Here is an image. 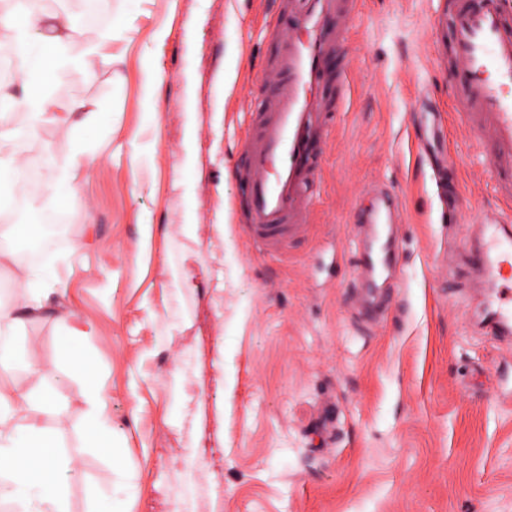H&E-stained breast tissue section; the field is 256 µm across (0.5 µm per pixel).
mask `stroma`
Wrapping results in <instances>:
<instances>
[{
  "label": "stroma",
  "mask_w": 512,
  "mask_h": 512,
  "mask_svg": "<svg viewBox=\"0 0 512 512\" xmlns=\"http://www.w3.org/2000/svg\"><path fill=\"white\" fill-rule=\"evenodd\" d=\"M282 10L281 0H104L106 17L132 19L113 45L122 63L53 85L108 112L82 203L61 229L45 226L43 251L0 265V303L11 305L18 270L83 244L58 276L62 304L94 329L79 344L93 377L64 365L67 330L36 318L18 327L0 379L22 395L53 392L54 408L22 403L18 416L59 430L77 460L70 512H512V336L482 324L487 291L468 258L479 228L441 222L419 147L440 119L435 151L457 163L463 212L495 215L490 154L452 118L449 41L435 36L448 0H342L316 201L304 237L270 253L250 238L243 178ZM147 63L163 76L154 119ZM73 140L49 125L16 148L44 184L45 148L62 154ZM376 187L405 212L395 272L368 307L350 277L353 216ZM169 264L192 274L191 290L170 287ZM92 380L109 396L110 453L84 445ZM197 145V131L194 123L188 121L184 127L182 146L184 150L183 162L180 172L183 176L184 183H191L192 170L195 167V152ZM187 180V181H186Z\"/></svg>",
  "instance_id": "1"
}]
</instances>
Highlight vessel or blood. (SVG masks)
Segmentation results:
<instances>
[{"label":"vessel or blood","mask_w":512,"mask_h":512,"mask_svg":"<svg viewBox=\"0 0 512 512\" xmlns=\"http://www.w3.org/2000/svg\"><path fill=\"white\" fill-rule=\"evenodd\" d=\"M288 24L276 26L277 80L260 136L249 142L248 221L251 239L260 248L277 250L304 230L311 206L304 193L311 187L314 136L332 132L323 110L321 88L327 55L333 49L330 25L338 0H286ZM451 45L448 94L456 125L479 145L489 147L492 175L504 203L486 221L490 235L471 251L472 264L487 288L499 292L505 266H512V0H453L448 10ZM401 220L398 200L390 191L375 193L360 224L384 227L383 256H359L356 274L390 272L398 248L395 224ZM486 327L512 335V305H487Z\"/></svg>","instance_id":"vessel-or-blood-1"}]
</instances>
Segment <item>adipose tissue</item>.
<instances>
[{"instance_id": "adipose-tissue-1", "label": "adipose tissue", "mask_w": 512, "mask_h": 512, "mask_svg": "<svg viewBox=\"0 0 512 512\" xmlns=\"http://www.w3.org/2000/svg\"><path fill=\"white\" fill-rule=\"evenodd\" d=\"M55 2V9L49 12L37 6L36 0H11L0 15V26L8 33L23 77L21 94L0 87V109L19 108L29 116L28 124L19 129L0 125V211L9 210L15 217L14 225L0 232L1 261L11 259L17 251L37 248L41 237L33 233V226L55 223L60 210L78 205L79 180L94 162L86 145L101 124L98 104L50 96L42 86L45 76L78 71L91 80L99 71L112 69L119 61L112 44L128 23L127 16L115 15L108 27L78 47L73 41L78 16L70 10L69 0ZM47 124L71 126L77 139L65 154L47 153L50 179L44 190L14 199L5 188L25 176L26 165L16 155L2 153L1 148L20 138L36 137L38 129ZM58 283L53 260L22 269L17 275L20 303L0 304L1 368L14 364L10 346L20 323L50 311L58 321L73 319L72 311L57 305ZM86 398L85 441L91 448H107L111 438L109 398L98 385L89 386ZM21 400L37 408L49 405L51 397L33 390L20 398L9 383L0 381V500H8L13 512H69L68 479L77 476L78 464L60 451L56 433L16 420L15 408Z\"/></svg>"}]
</instances>
